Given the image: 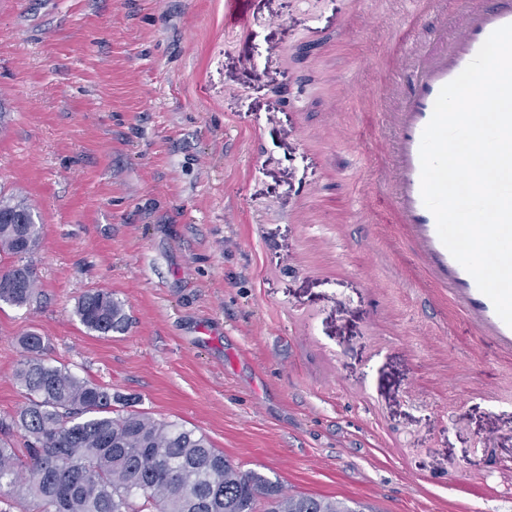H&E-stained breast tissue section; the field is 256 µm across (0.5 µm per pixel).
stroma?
<instances>
[{
    "label": "stroma",
    "mask_w": 512,
    "mask_h": 512,
    "mask_svg": "<svg viewBox=\"0 0 512 512\" xmlns=\"http://www.w3.org/2000/svg\"><path fill=\"white\" fill-rule=\"evenodd\" d=\"M248 7L241 28L225 0H0V187L44 224L36 301L0 306V418L34 332L49 364L289 492L512 512V360L416 284L386 197L353 214L388 55L451 29L454 0L406 30L412 0ZM92 289L125 333L80 324ZM74 313L84 327L103 336L123 333L128 326L125 304L102 289L86 292L78 300Z\"/></svg>",
    "instance_id": "35a3bbf8"
}]
</instances>
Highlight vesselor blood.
<instances>
[{
    "instance_id": "obj_1",
    "label": "vessel or blood",
    "mask_w": 512,
    "mask_h": 512,
    "mask_svg": "<svg viewBox=\"0 0 512 512\" xmlns=\"http://www.w3.org/2000/svg\"><path fill=\"white\" fill-rule=\"evenodd\" d=\"M512 24V0H461L448 37L437 46L402 59L394 77L378 91L396 100L385 114L379 137L388 146V163L373 181L396 206L423 280L439 289L452 310L463 316L483 343L512 358V327L497 315L491 300L441 242L432 213L421 196L420 144L440 89L475 57L496 29Z\"/></svg>"
}]
</instances>
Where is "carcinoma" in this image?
I'll list each match as a JSON object with an SVG mask.
<instances>
[{
  "label": "carcinoma",
  "mask_w": 512,
  "mask_h": 512,
  "mask_svg": "<svg viewBox=\"0 0 512 512\" xmlns=\"http://www.w3.org/2000/svg\"><path fill=\"white\" fill-rule=\"evenodd\" d=\"M42 224L27 199L0 190V302L23 308L38 295L32 261ZM75 316L103 336L128 326L125 304L95 289ZM27 357L14 378L28 403L11 417L25 444L0 439V512H366L334 497L293 495L255 470H243L207 436L178 421L124 411L127 399L49 364L43 337L21 339Z\"/></svg>",
  "instance_id": "carcinoma-1"
}]
</instances>
